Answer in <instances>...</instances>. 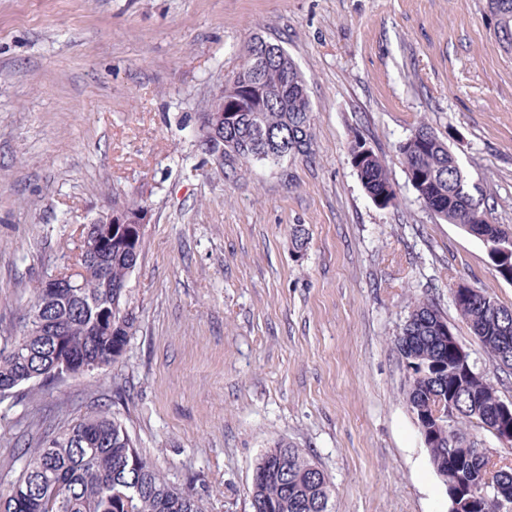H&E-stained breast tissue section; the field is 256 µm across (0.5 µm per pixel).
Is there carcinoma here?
<instances>
[{
	"label": "carcinoma",
	"mask_w": 512,
	"mask_h": 512,
	"mask_svg": "<svg viewBox=\"0 0 512 512\" xmlns=\"http://www.w3.org/2000/svg\"><path fill=\"white\" fill-rule=\"evenodd\" d=\"M488 8L502 44V26L512 28V0H488ZM259 52L251 40L240 66L245 78L205 104L207 111L224 112V166L234 174L254 161L281 159L267 147L269 142L287 144L290 157L312 154L313 109L300 91L306 86L301 71L289 57L255 69ZM399 153L408 181L418 198L429 200L436 218L474 230L476 239L489 245L512 236L500 224L473 223L476 213L491 210L488 198L426 124L399 146ZM356 173L374 200L393 186L385 161L374 152ZM132 229L124 225L112 234V248L105 254L109 281L97 277L90 256L75 254L61 274L78 287L45 311V335H22L0 349V404L15 401L63 365L78 375L82 363L100 371L123 357L135 322L126 309L123 285L143 246ZM113 302L116 310L108 325L103 313ZM453 303L489 358L499 369L512 371V307L482 291L471 297L459 292ZM446 324L433 301L417 300L395 346L413 368L404 394L415 418L428 417L438 397L455 411L450 430L430 435L433 468L450 484L471 486L490 475L483 458L456 456L451 448L471 444L476 421L511 430L512 411L499 414L497 388L487 376L475 378L463 368L456 345L443 331ZM12 463L20 469L13 479L0 482V512H201L191 495L171 486L140 452L125 424L99 405L60 431L40 433L34 447L14 453ZM247 494L253 512H331L328 476L301 449L286 443L258 458Z\"/></svg>",
	"instance_id": "carcinoma-1"
}]
</instances>
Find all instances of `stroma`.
<instances>
[{
    "label": "stroma",
    "mask_w": 512,
    "mask_h": 512,
    "mask_svg": "<svg viewBox=\"0 0 512 512\" xmlns=\"http://www.w3.org/2000/svg\"><path fill=\"white\" fill-rule=\"evenodd\" d=\"M258 34L306 80L312 155L229 179L195 132ZM423 123L512 232V54L487 0H0V348L80 224L127 198L152 212L124 356L0 408V468L22 434L101 404L202 512H252L255 461L279 442L329 476L332 512H449L394 339L431 299L512 400L452 300L463 281L512 306V283L409 183L398 147ZM357 137L395 206L362 186ZM370 149L371 148L367 146L365 140L363 141V139L359 137L354 138L350 143L349 153H355L360 150L357 155L353 156L352 161L356 160L361 164L370 157L369 160L362 163L355 169L357 176L362 182L367 193L374 201L381 204L383 207L395 205L397 201V193L395 191H392L390 195L384 196L382 201L377 199V196H379L385 188H392L394 183L389 177L385 161L372 149L370 151ZM393 189L396 190L395 186H393Z\"/></svg>",
    "instance_id": "obj_1"
}]
</instances>
